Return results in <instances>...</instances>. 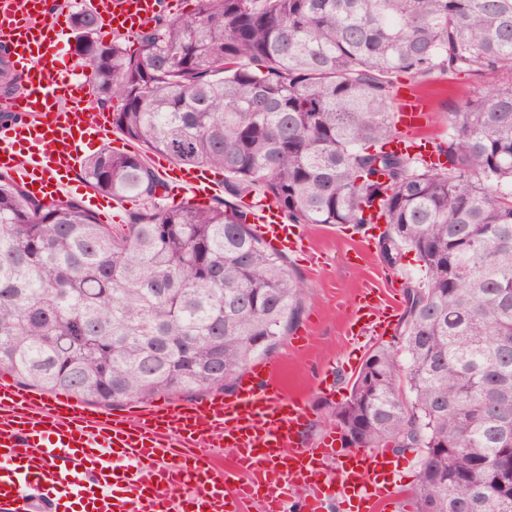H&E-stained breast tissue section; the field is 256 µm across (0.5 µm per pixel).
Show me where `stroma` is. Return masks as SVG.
Returning a JSON list of instances; mask_svg holds the SVG:
<instances>
[{"label":"stroma","mask_w":512,"mask_h":512,"mask_svg":"<svg viewBox=\"0 0 512 512\" xmlns=\"http://www.w3.org/2000/svg\"><path fill=\"white\" fill-rule=\"evenodd\" d=\"M482 91L477 79L463 74L451 81H430L422 94L433 119L424 136L442 138L448 109ZM305 233L307 255L287 258L306 287L304 310L270 360L280 366L289 394L305 398L310 410L305 434L313 440L335 427L333 408L349 394L344 364L365 357L346 333L357 288L371 281L384 283L394 275L404 284L417 277L418 270L410 253L396 267L384 264L378 239L368 237L359 225L312 224Z\"/></svg>","instance_id":"35a3bbf8"}]
</instances>
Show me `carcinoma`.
<instances>
[{
	"mask_svg": "<svg viewBox=\"0 0 512 512\" xmlns=\"http://www.w3.org/2000/svg\"><path fill=\"white\" fill-rule=\"evenodd\" d=\"M135 36L73 14L98 107L129 141L224 173L214 205L165 204L140 151L87 159L144 207L102 224L0 173V371L111 406L234 389L299 320L305 285L249 224L261 191L291 224H368L414 252L396 345L334 407L344 448L415 454L416 512H512V0H195ZM469 74L430 168L388 148L402 84ZM20 91L0 56V98Z\"/></svg>",
	"mask_w": 512,
	"mask_h": 512,
	"instance_id": "carcinoma-1",
	"label": "carcinoma"
}]
</instances>
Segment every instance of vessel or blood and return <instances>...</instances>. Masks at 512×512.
I'll use <instances>...</instances> for the list:
<instances>
[{
    "instance_id": "vessel-or-blood-1",
    "label": "vessel or blood",
    "mask_w": 512,
    "mask_h": 512,
    "mask_svg": "<svg viewBox=\"0 0 512 512\" xmlns=\"http://www.w3.org/2000/svg\"><path fill=\"white\" fill-rule=\"evenodd\" d=\"M109 34L131 36L176 0H88ZM57 0H0V48L23 85L10 100L13 121L0 123V172L38 199L63 195L88 148L112 133L110 115L89 116L74 97L86 77L59 65L67 42ZM427 100L399 94L394 150L430 164L438 156L421 132L431 122ZM172 193L207 199L221 178L200 169L163 172ZM257 234L282 253L305 248L300 225L272 204L250 199ZM400 304L364 287L347 334L361 344L385 335ZM309 418L288 395L281 370L261 363L246 370L231 398L214 394L196 403L137 405L98 411L71 394L43 397L0 377V512H384L396 503L397 462L387 448L337 449L334 432L316 443L302 437ZM233 453L232 468L215 457Z\"/></svg>"
}]
</instances>
